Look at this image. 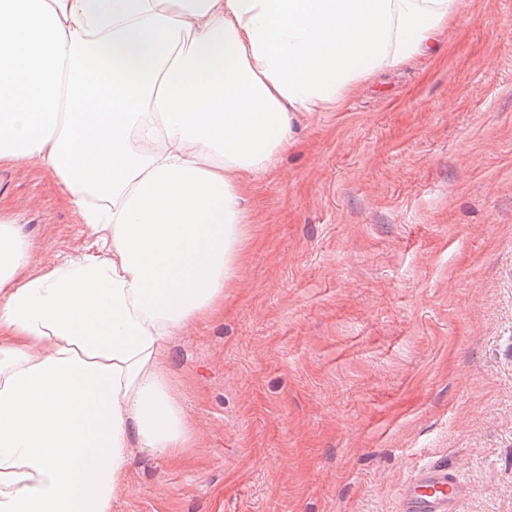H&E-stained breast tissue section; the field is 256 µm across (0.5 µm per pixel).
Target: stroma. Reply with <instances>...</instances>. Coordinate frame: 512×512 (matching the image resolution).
<instances>
[{"label":"stroma","mask_w":512,"mask_h":512,"mask_svg":"<svg viewBox=\"0 0 512 512\" xmlns=\"http://www.w3.org/2000/svg\"><path fill=\"white\" fill-rule=\"evenodd\" d=\"M294 131L223 315L169 345L201 444L134 449L112 512H399L426 463L512 512V0H461L436 55ZM0 217L38 268L86 244L33 162L0 165Z\"/></svg>","instance_id":"stroma-1"}]
</instances>
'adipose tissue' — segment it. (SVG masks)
I'll use <instances>...</instances> for the list:
<instances>
[{
  "instance_id": "ef3b65f1",
  "label": "adipose tissue",
  "mask_w": 512,
  "mask_h": 512,
  "mask_svg": "<svg viewBox=\"0 0 512 512\" xmlns=\"http://www.w3.org/2000/svg\"><path fill=\"white\" fill-rule=\"evenodd\" d=\"M460 0H0V164L94 251L0 219V512H112L132 449L197 447L168 346L239 273L242 194L293 120L433 54ZM0 217L24 224L36 244L37 268L62 262L86 245L78 214L63 200L60 186L34 162L0 165Z\"/></svg>"
}]
</instances>
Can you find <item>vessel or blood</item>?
<instances>
[{
  "instance_id": "b4317fda",
  "label": "vessel or blood",
  "mask_w": 512,
  "mask_h": 512,
  "mask_svg": "<svg viewBox=\"0 0 512 512\" xmlns=\"http://www.w3.org/2000/svg\"><path fill=\"white\" fill-rule=\"evenodd\" d=\"M468 489L444 464L420 467L403 485L399 512H460Z\"/></svg>"
}]
</instances>
